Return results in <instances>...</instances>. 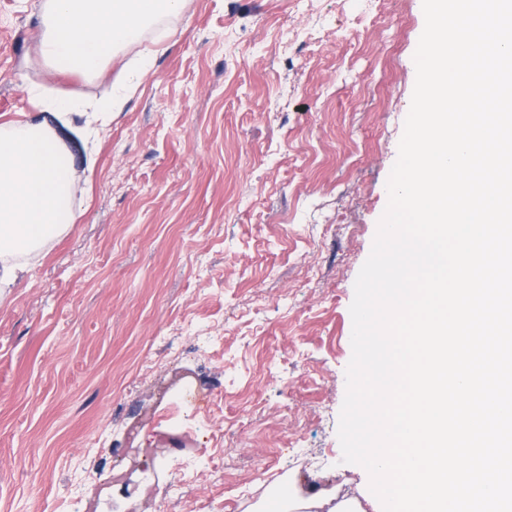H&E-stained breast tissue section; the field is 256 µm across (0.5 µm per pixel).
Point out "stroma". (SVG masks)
I'll return each mask as SVG.
<instances>
[{"mask_svg":"<svg viewBox=\"0 0 512 512\" xmlns=\"http://www.w3.org/2000/svg\"><path fill=\"white\" fill-rule=\"evenodd\" d=\"M42 0H0V124L28 88L112 97L37 61ZM422 0H185L127 52L153 71L64 135L84 201L0 292V512H250L296 480L368 490L337 436L358 273L388 203ZM221 341L201 349L192 328ZM238 442L173 493L137 450L176 447L182 379ZM265 467L255 470L254 460Z\"/></svg>","mask_w":512,"mask_h":512,"instance_id":"obj_1","label":"stroma"}]
</instances>
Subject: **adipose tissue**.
Here are the masks:
<instances>
[{
	"label": "adipose tissue",
	"instance_id": "obj_1",
	"mask_svg": "<svg viewBox=\"0 0 512 512\" xmlns=\"http://www.w3.org/2000/svg\"><path fill=\"white\" fill-rule=\"evenodd\" d=\"M184 0H44L38 33V60L53 73L90 76L102 71L145 29L177 15ZM38 113L0 126V288L23 272V256L67 230L76 210V176L56 123L81 110L75 97L36 98ZM256 512H365L361 501L338 499L322 489L311 495L267 496Z\"/></svg>",
	"mask_w": 512,
	"mask_h": 512
}]
</instances>
